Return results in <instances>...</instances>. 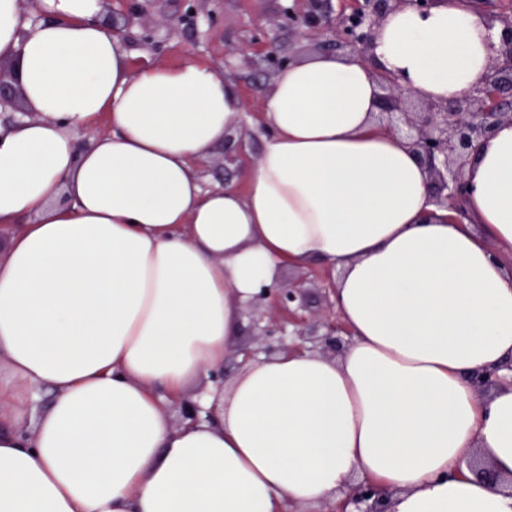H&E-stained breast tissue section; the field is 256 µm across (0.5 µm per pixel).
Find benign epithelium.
<instances>
[{"label": "benign epithelium", "mask_w": 512, "mask_h": 512, "mask_svg": "<svg viewBox=\"0 0 512 512\" xmlns=\"http://www.w3.org/2000/svg\"><path fill=\"white\" fill-rule=\"evenodd\" d=\"M445 0H359L351 15L341 18L333 13H301L296 0L283 6L282 17L298 27L318 28L340 41L346 52L363 59L369 56L377 27L387 13L402 4L427 11ZM498 42L491 43L494 57L481 83L472 94L457 101L441 102L415 99L400 82L387 74H379V84L390 94L380 97L377 120L408 146L426 167L430 175L431 194L436 206L462 215L467 192L465 177L470 155L490 138L505 122L512 123V14L501 17ZM267 56L278 69L286 60L280 57L278 37L266 39ZM17 100L13 71L0 67V108ZM306 280L288 287L278 286L262 292L248 305L253 328L262 336L264 346L242 350L244 359L259 354L270 355L276 350L313 351L319 347L336 346V336L347 333L334 319L321 325L309 323L305 309ZM511 375L490 369L477 374L474 386L481 390L505 381L512 384V363L506 366ZM386 493L364 480L350 488L336 506V512H387Z\"/></svg>", "instance_id": "obj_1"}]
</instances>
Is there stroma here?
<instances>
[{"label": "stroma", "mask_w": 512, "mask_h": 512, "mask_svg": "<svg viewBox=\"0 0 512 512\" xmlns=\"http://www.w3.org/2000/svg\"><path fill=\"white\" fill-rule=\"evenodd\" d=\"M188 7L185 0H110L104 20L121 29L135 64L194 61L236 86L245 104L240 126L201 164L200 176L204 188L232 183L243 191L242 174L256 167L267 133L264 92L275 72L266 59V34L277 31L282 54L293 61L327 52V38L285 24L281 0H197L192 22L184 18ZM148 35L153 45L145 44Z\"/></svg>", "instance_id": "obj_1"}]
</instances>
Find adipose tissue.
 Returning <instances> with one entry per match:
<instances>
[{"label": "adipose tissue", "mask_w": 512, "mask_h": 512, "mask_svg": "<svg viewBox=\"0 0 512 512\" xmlns=\"http://www.w3.org/2000/svg\"><path fill=\"white\" fill-rule=\"evenodd\" d=\"M37 8L33 26L0 0L27 111L0 124V512H287L358 476L389 512H512L468 468L479 451L512 478V386L473 385L512 361V125L472 155L451 220L374 118L381 73L421 99L468 95L492 61L488 18L465 0L402 6L370 63H288L242 192L199 176L240 124L231 82L132 66L104 0ZM313 264L338 272L340 358L283 353L205 385L239 358L245 306ZM185 395L217 416L171 427Z\"/></svg>", "instance_id": "adipose-tissue-1"}]
</instances>
